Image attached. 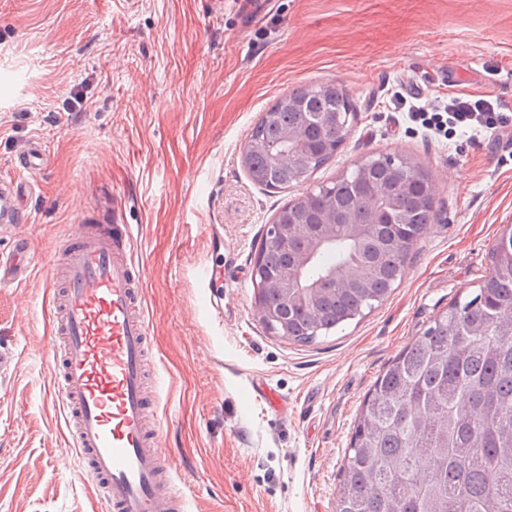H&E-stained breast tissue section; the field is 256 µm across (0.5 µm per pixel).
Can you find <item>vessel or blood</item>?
Masks as SVG:
<instances>
[{"label": "vessel or blood", "mask_w": 512, "mask_h": 512, "mask_svg": "<svg viewBox=\"0 0 512 512\" xmlns=\"http://www.w3.org/2000/svg\"><path fill=\"white\" fill-rule=\"evenodd\" d=\"M47 156L46 144L34 138L14 157L15 177L0 178V225L28 223L23 194ZM59 252L47 346L71 445L106 512H183L147 387L150 323L138 294L144 269L134 255L133 228L118 209L92 206ZM29 269L27 241L16 237L9 253L0 252V286L22 283Z\"/></svg>", "instance_id": "b4317fda"}]
</instances>
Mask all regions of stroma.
Masks as SVG:
<instances>
[{"instance_id":"obj_1","label":"stroma","mask_w":512,"mask_h":512,"mask_svg":"<svg viewBox=\"0 0 512 512\" xmlns=\"http://www.w3.org/2000/svg\"><path fill=\"white\" fill-rule=\"evenodd\" d=\"M341 81L357 117L302 183L255 184L244 147L263 112L305 83ZM492 95L512 113V0H0V176L30 137L49 150L28 238L36 267L0 288V512H99L65 438L43 339L48 276L85 206L122 203L146 268L157 414L186 512H336L341 466L377 377L472 297L512 228V153L489 133L438 137L395 111ZM86 97L87 110L73 106ZM379 153L430 175L437 216L370 312L297 343L267 329L253 266L287 204ZM267 384L277 405L257 399Z\"/></svg>"}]
</instances>
